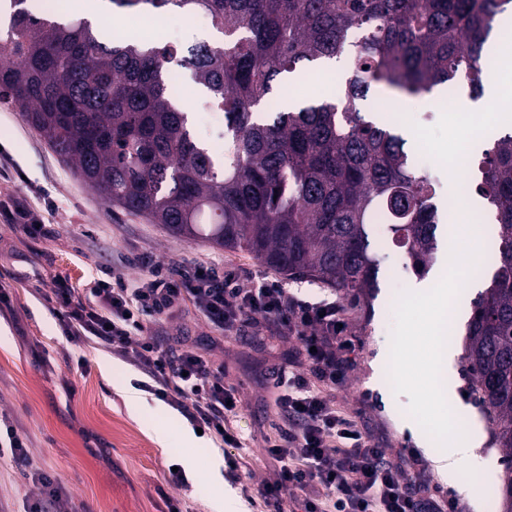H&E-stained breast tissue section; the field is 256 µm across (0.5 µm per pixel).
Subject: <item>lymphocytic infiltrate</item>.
<instances>
[{"label":"lymphocytic infiltrate","instance_id":"f902f5d3","mask_svg":"<svg viewBox=\"0 0 512 512\" xmlns=\"http://www.w3.org/2000/svg\"><path fill=\"white\" fill-rule=\"evenodd\" d=\"M0 220L33 239L52 233L25 195L1 201ZM147 270L129 277L112 267L84 288L57 275L41 297L68 340L131 360L149 377V393L220 442L227 472L245 497L260 500L267 512H286L290 505L299 512H463L459 502L432 493L401 460L372 444L356 417L337 406L336 390L352 362L339 303L303 300L274 282L244 286L232 271L220 275L206 263L194 264L187 275L153 264ZM188 307L221 335L263 325L295 342L288 360L269 367L264 383L281 421L275 437L263 439L275 466L261 484L241 473L246 444L232 426L240 397L223 365L182 337L161 340L149 333L150 325ZM5 456L37 486L33 512H71L57 480L35 463L27 436L11 424L0 434Z\"/></svg>","mask_w":512,"mask_h":512}]
</instances>
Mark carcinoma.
I'll use <instances>...</instances> for the list:
<instances>
[{"label":"carcinoma","instance_id":"cac0c4a2","mask_svg":"<svg viewBox=\"0 0 512 512\" xmlns=\"http://www.w3.org/2000/svg\"><path fill=\"white\" fill-rule=\"evenodd\" d=\"M117 17L205 14L221 35L185 50L103 37L10 0L0 28V102L24 113L115 207L186 240L250 254L285 275L364 298L380 258L376 207L423 271L438 250L436 186L406 139L362 106L377 86L421 97L464 80L483 92L497 19L512 0H111ZM346 59L334 94L269 111L276 85L311 62ZM185 70L224 111V154L199 139L169 76ZM471 191L498 225L500 262L473 303L466 370L495 439L512 512V131L473 157Z\"/></svg>","mask_w":512,"mask_h":512}]
</instances>
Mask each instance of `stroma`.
<instances>
[{
  "mask_svg": "<svg viewBox=\"0 0 512 512\" xmlns=\"http://www.w3.org/2000/svg\"><path fill=\"white\" fill-rule=\"evenodd\" d=\"M469 98L465 85L452 97L437 92L398 102L377 88L367 107L399 133L421 131L434 154L446 157L474 133L488 144L496 138L498 129L489 116L477 124L463 109ZM0 152L11 159L8 172L0 174V200L41 190L54 204L48 220L56 229L53 238L32 240L0 221V283L12 289L10 308L0 311V413L28 435L38 466L58 480L75 512H167L170 498L189 512H218L226 495L239 500L241 512H261L227 473L214 472L213 460L223 450L210 436L190 440L193 428L182 414L148 393L138 410H130L125 389L143 381V374L103 348L68 341L38 294L57 275L84 287L102 266L140 275L136 260L141 256L174 270L204 262L234 271L246 285L266 277L307 300L339 301L354 365L336 392L337 404L358 417L371 441L401 457L408 472L433 493L459 501L465 512H485L482 496L467 490L468 476L448 485L434 460L447 452L450 439L476 430L484 437L487 472L502 476L504 453L468 394L471 380L463 362H456L448 376L429 369L432 324L415 306L421 294L430 310L451 313L455 344L465 347L478 292L464 281L471 256L452 220H445L426 272L409 268L396 279L402 250L390 246L376 290L354 301L310 279L271 270L247 254L203 239L173 237L162 226L113 207L61 160L21 112L1 103ZM167 331L183 333L192 346H213L214 360L225 365L228 381L242 397L233 426L248 441L243 468L254 482H262L269 472L257 435L270 432L278 415L261 379L273 358L292 351V341L258 327L214 346L210 329L193 314L169 321ZM73 352L85 356L86 368L68 361ZM187 459L193 465L185 471L186 485L171 483L170 467ZM37 495V487L19 470L0 466V512H28Z\"/></svg>",
  "mask_w": 512,
  "mask_h": 512,
  "instance_id": "obj_1",
  "label": "stroma"
}]
</instances>
